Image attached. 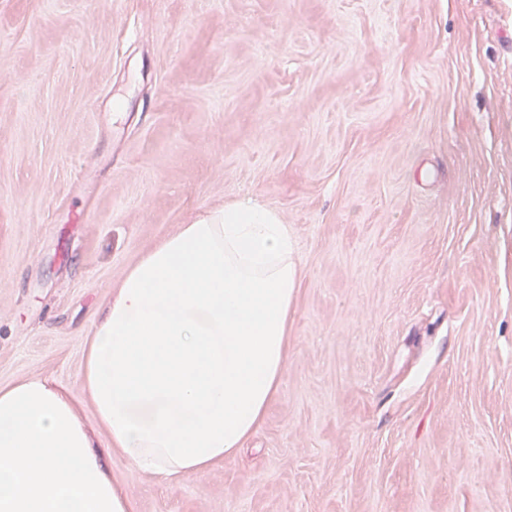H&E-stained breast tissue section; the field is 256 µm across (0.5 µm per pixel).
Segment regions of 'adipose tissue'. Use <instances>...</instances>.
Listing matches in <instances>:
<instances>
[{
    "mask_svg": "<svg viewBox=\"0 0 512 512\" xmlns=\"http://www.w3.org/2000/svg\"><path fill=\"white\" fill-rule=\"evenodd\" d=\"M298 279L288 225L249 199L146 251L84 339L76 389L0 387V512H134L112 451L166 484L232 458L278 391Z\"/></svg>",
    "mask_w": 512,
    "mask_h": 512,
    "instance_id": "ef3b65f1",
    "label": "adipose tissue"
}]
</instances>
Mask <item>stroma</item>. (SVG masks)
I'll use <instances>...</instances> for the list:
<instances>
[{
  "mask_svg": "<svg viewBox=\"0 0 512 512\" xmlns=\"http://www.w3.org/2000/svg\"><path fill=\"white\" fill-rule=\"evenodd\" d=\"M240 199L295 239L279 390L202 476L113 454L135 512H512V0H0V386L75 388Z\"/></svg>",
  "mask_w": 512,
  "mask_h": 512,
  "instance_id": "stroma-1",
  "label": "stroma"
}]
</instances>
